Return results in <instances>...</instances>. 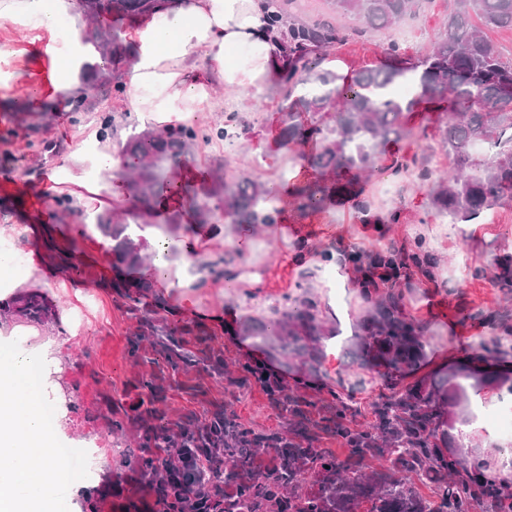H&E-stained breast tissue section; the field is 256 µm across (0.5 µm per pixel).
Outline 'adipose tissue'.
<instances>
[{"label":"adipose tissue","mask_w":512,"mask_h":512,"mask_svg":"<svg viewBox=\"0 0 512 512\" xmlns=\"http://www.w3.org/2000/svg\"><path fill=\"white\" fill-rule=\"evenodd\" d=\"M269 14L266 0H168L162 10L143 15L123 74L132 111L164 129L211 108L217 87L260 91L271 85L281 71L283 45L269 31ZM85 23L80 0H0V26L59 29L65 36V50L49 44L32 50L34 57L50 61L48 87L44 97L35 98L33 111L84 97L90 75L102 63L99 52L82 41ZM120 164L111 139L95 136L79 144L61 170L62 180L81 188L76 206L90 205L101 190V172ZM17 235L0 226V309L8 313L0 318V512H57L59 493L78 490L73 472L56 455L65 417L51 426L42 419L44 402L60 388V345L10 314L19 292L46 283L32 256L17 257ZM452 363L466 372L473 413L470 421L454 425L453 439L464 446L475 439L495 442L485 414L498 405L512 406V393L503 386L512 379V336H501L500 353L490 362L453 353L430 361L437 369ZM34 372L40 380L33 389Z\"/></svg>","instance_id":"adipose-tissue-1"}]
</instances>
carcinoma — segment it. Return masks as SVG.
<instances>
[{"instance_id":"obj_1","label":"carcinoma","mask_w":512,"mask_h":512,"mask_svg":"<svg viewBox=\"0 0 512 512\" xmlns=\"http://www.w3.org/2000/svg\"><path fill=\"white\" fill-rule=\"evenodd\" d=\"M293 0H269L270 26L285 43L280 82L281 146L312 142L310 167L329 176V183L297 184L292 196L302 211L323 208L336 196L350 192V184L338 177H362L375 168L386 147L409 135L404 114L418 100L450 92L459 112L443 118L440 142L453 162L456 174L436 181L429 205L455 222H474L512 201V60L505 58L489 33L512 30V0H454L431 49L416 59H399V47L388 44L386 53L397 57L391 64L368 66L349 78L323 63L335 47L352 36L363 37L373 29L389 28L412 13L418 0H328L334 13L356 20L342 28L328 19L312 22L291 18ZM87 27L84 41L92 44L109 65L129 58L122 30L114 22L134 19L162 7L166 0H84ZM89 91L105 101L117 99L124 86L102 74L89 83ZM45 112H14L15 127L4 143L22 137L36 155L51 145L39 139ZM233 122L197 128L187 123L162 130L131 128L119 154L126 171L120 173L129 202L135 209H149L173 190L182 193L195 209L200 225L220 215L233 231L276 224L279 196L267 182L249 176L228 180L211 175L207 189L176 185L173 172L193 157L200 146L222 138ZM96 226L112 236L113 264L123 267L128 279L112 283L123 296L138 302L131 289L147 288L137 277L146 262L126 230L131 225L116 221L112 212L97 214ZM49 257L59 268L74 269L75 241L60 248L48 237ZM357 269L382 275L362 282L366 297L374 303L373 329L362 351L377 353L389 368V393L372 406L374 421H356L352 393L334 394L336 404H325L313 416L306 395L284 388L264 376L260 366L244 367V376L226 370L224 352L208 358L209 376L227 383L225 390L249 380L259 384L271 406L288 418V430H259L235 421L228 405H219L201 426L188 418L178 432L165 423V414L151 398L137 411L140 468L152 475L148 491L155 500H177L196 512H512V491L498 487L471 469L463 457H448L436 443L438 409L433 396L416 386L403 385L400 376L415 366L425 346L424 327L402 312L397 291L402 274L415 270L432 276L435 259L428 253L402 252L392 247L354 258ZM499 280L512 288V254L497 258ZM23 315L34 322L48 319L50 308L41 295L23 301ZM168 360L190 361L179 337L187 328L168 324ZM245 336H259L278 349L288 366L312 365L320 353L319 337L325 335L318 305L302 296L267 318H249ZM334 437L346 451L339 459L319 444ZM169 448L168 458L158 459L155 449ZM224 457V468L211 474L224 481V499L216 502L202 490L200 476L186 454ZM272 457L262 471L253 468L256 458ZM384 459L385 464L373 462ZM434 485L433 495L422 496L416 482Z\"/></svg>"}]
</instances>
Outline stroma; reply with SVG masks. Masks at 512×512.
I'll return each instance as SVG.
<instances>
[{"instance_id": "obj_1", "label": "stroma", "mask_w": 512, "mask_h": 512, "mask_svg": "<svg viewBox=\"0 0 512 512\" xmlns=\"http://www.w3.org/2000/svg\"><path fill=\"white\" fill-rule=\"evenodd\" d=\"M453 6V0H420L416 14L391 28L348 39L334 52L337 71L350 75L380 64L392 41L409 58L428 52ZM281 102V87L276 83L260 92L221 91L214 110L194 113L191 120L207 128L224 115L236 114L239 124L234 149H227L224 140L212 139L189 159L187 167L177 169L176 180L202 187L208 184L213 169L220 167L229 179L246 172L262 182L283 176L301 182L321 181V174L306 162L313 145L288 151L280 148ZM106 108L105 103L88 101L86 116L77 121L65 106L52 113L45 138L54 150L46 158L26 155L22 142L11 144V151L21 160L16 166L0 167V199L12 200L16 207L0 213V225L28 227V235L16 244L18 251H41V233L48 224L56 225L62 236L72 235L79 213L62 221L56 206L57 199L69 195L72 187L56 183L53 175L77 142L99 131L95 117ZM451 110V94L421 100L405 115L408 137L388 148L392 154L425 157V170L413 168L395 176L381 167L373 176L360 179L359 197L368 203L370 211L392 217L382 234H366L362 216L352 201L339 200L324 210L304 213L286 195L280 203L277 225L258 228L251 234L245 257H238L234 247L222 245L223 230H216L211 238L200 235L195 256L203 264L222 259L240 264L243 274L261 276L264 285L254 288L244 283L225 291L212 287L199 293L176 286L165 291L157 286L149 289V296H165L171 309L169 322L192 326V334L183 338L191 363L169 364L160 344L145 342L138 353H131L140 314L130 309L120 293L104 286L114 275L112 240L99 232L78 239L75 270L48 275L43 293L52 313L70 308L79 312L76 335L60 336L62 408L70 421V437L97 443L104 448L107 463L97 478L81 475L82 487L79 493L63 500V512H110L112 504L147 494L150 478L137 464L132 434L120 435L112 429L113 409L133 410L140 399L142 381L154 380L158 405L173 425L188 414L197 423H204L214 406L227 402L236 420L244 425L266 429L286 426L285 416L268 405L256 384L250 382L237 389L235 399L230 401L224 394L223 381L208 376L210 351H223L225 359L238 368L250 364L251 359L238 338L201 320L198 312L222 308L257 316L281 304L285 296L304 293L317 301L319 308H326L323 296L328 292L318 275L311 267L292 261L299 243H306L319 259L331 251L347 257V265L337 273L338 288L328 294L355 325L346 352L321 358L316 370L303 371V383H296L293 373L282 372L285 386L300 388L309 400H330L340 383L358 380L353 391L357 419L370 422L374 419L373 403L388 392L386 368L357 352V337L363 332L361 323L371 303L356 286L361 274L353 258L377 248L410 250L420 246L438 260L432 278L414 272L400 280L403 312L424 326L430 349L406 376L407 384L429 388L434 375L428 366L429 356L447 346H454L459 356L466 357L472 352L470 338L480 336L495 343L498 329L486 323L484 317L505 307L512 309V290L500 287L494 277L496 258L512 251V201L496 207L489 224H455L429 208L428 195L435 178L451 167L437 136L441 118Z\"/></svg>"}]
</instances>
